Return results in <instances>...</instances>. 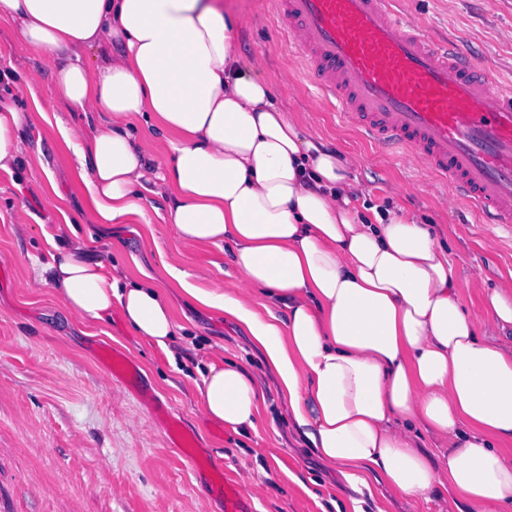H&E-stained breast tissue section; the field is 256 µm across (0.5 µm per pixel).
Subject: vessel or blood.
Returning <instances> with one entry per match:
<instances>
[{"label":"vessel or blood","instance_id":"vessel-or-blood-1","mask_svg":"<svg viewBox=\"0 0 512 512\" xmlns=\"http://www.w3.org/2000/svg\"><path fill=\"white\" fill-rule=\"evenodd\" d=\"M288 21L301 65L343 119L375 145L422 158L488 224L512 232V86L464 45L404 20L394 0H271ZM172 445L194 459L196 440L160 409ZM224 512H243L223 469Z\"/></svg>","mask_w":512,"mask_h":512}]
</instances>
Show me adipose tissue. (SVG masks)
I'll use <instances>...</instances> for the list:
<instances>
[{
    "instance_id": "1",
    "label": "adipose tissue",
    "mask_w": 512,
    "mask_h": 512,
    "mask_svg": "<svg viewBox=\"0 0 512 512\" xmlns=\"http://www.w3.org/2000/svg\"><path fill=\"white\" fill-rule=\"evenodd\" d=\"M18 49L54 65L80 122L57 121L93 224L149 223L148 195L185 246H222L238 284L200 288L261 350L296 434L354 489L371 483L448 512H512V289L469 314L448 251L412 216L354 206L351 159L303 137L236 50L240 20L217 0H0ZM120 52H113V45ZM100 52L88 61L90 49ZM29 113L0 104V170L15 166ZM164 145L156 161L136 144ZM72 242L49 283L81 319L120 308L167 348L174 310L152 284L120 287ZM212 422L254 426L264 399L246 368L213 362L199 390Z\"/></svg>"
}]
</instances>
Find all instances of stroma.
<instances>
[{"mask_svg": "<svg viewBox=\"0 0 512 512\" xmlns=\"http://www.w3.org/2000/svg\"><path fill=\"white\" fill-rule=\"evenodd\" d=\"M402 3L425 33L464 42L512 85V0ZM224 4L243 21L239 55L262 58L277 106L304 134L355 159L352 174L368 202L424 219L447 240L465 307L484 314L485 295L512 282V239L477 223L420 160L384 154L346 125L337 102L306 78L288 23L269 0ZM13 34L1 21L0 71L38 73L34 94L17 95L15 104L29 112L41 103L47 117L23 125V157L13 172L0 171V512H223L207 472L170 447L155 418L160 403L196 435L199 461L223 466L252 512H335L353 491L294 434L262 353L231 320L178 297L165 272L173 263L199 287H235L223 249L184 246L159 195L145 202L150 224L80 223L86 201L74 154L47 121L69 112L54 97L51 65L17 51ZM40 161L56 190L31 181L29 168ZM66 216L77 222L86 258L103 261L121 282L153 281L173 300L178 329L169 351L137 336L120 312L79 319L41 284L53 253L45 233ZM113 350L136 364L132 383L109 380L102 358ZM217 360L256 375L265 402L254 427L235 432L204 417L198 388Z\"/></svg>", "mask_w": 512, "mask_h": 512, "instance_id": "stroma-1", "label": "stroma"}]
</instances>
